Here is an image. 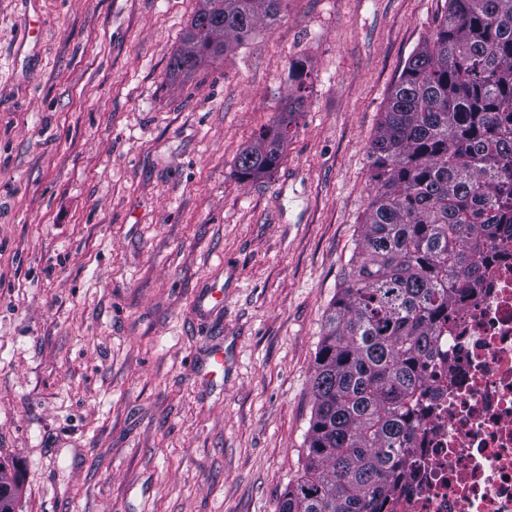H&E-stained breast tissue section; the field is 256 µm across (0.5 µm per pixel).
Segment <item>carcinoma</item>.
<instances>
[{"instance_id":"carcinoma-1","label":"carcinoma","mask_w":512,"mask_h":512,"mask_svg":"<svg viewBox=\"0 0 512 512\" xmlns=\"http://www.w3.org/2000/svg\"><path fill=\"white\" fill-rule=\"evenodd\" d=\"M171 57L189 75L248 39L285 0H202ZM293 92L237 158L241 178L278 166L305 104ZM375 194L360 253L328 309L312 377L307 462L277 512H389L420 421L421 364L449 300L512 224V0H448L405 63L371 144ZM18 470L0 461V500L18 501Z\"/></svg>"}]
</instances>
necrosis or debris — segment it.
<instances>
[{
    "label": "necrosis or debris",
    "mask_w": 512,
    "mask_h": 512,
    "mask_svg": "<svg viewBox=\"0 0 512 512\" xmlns=\"http://www.w3.org/2000/svg\"><path fill=\"white\" fill-rule=\"evenodd\" d=\"M435 334L396 512H512L511 225Z\"/></svg>",
    "instance_id": "1"
}]
</instances>
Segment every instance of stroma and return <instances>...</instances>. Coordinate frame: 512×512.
Wrapping results in <instances>:
<instances>
[{"label": "stroma", "instance_id": "35a3bbf8", "mask_svg": "<svg viewBox=\"0 0 512 512\" xmlns=\"http://www.w3.org/2000/svg\"><path fill=\"white\" fill-rule=\"evenodd\" d=\"M198 6L0 0V461L21 512H276L306 463L371 142L448 0H288L171 76ZM298 59L282 161L241 180Z\"/></svg>", "mask_w": 512, "mask_h": 512}]
</instances>
